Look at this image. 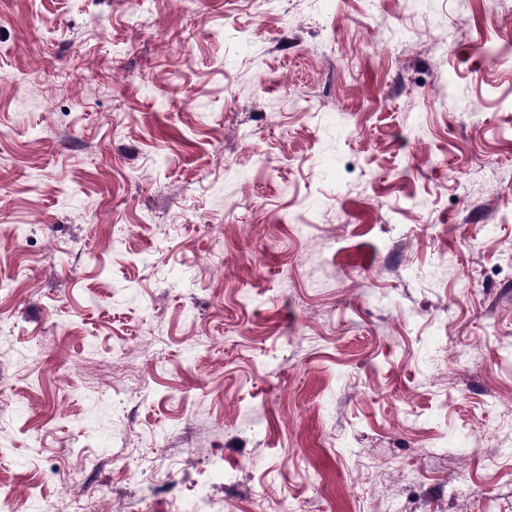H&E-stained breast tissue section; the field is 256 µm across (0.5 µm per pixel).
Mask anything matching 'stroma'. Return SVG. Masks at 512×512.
<instances>
[{
	"instance_id": "35a3bbf8",
	"label": "stroma",
	"mask_w": 512,
	"mask_h": 512,
	"mask_svg": "<svg viewBox=\"0 0 512 512\" xmlns=\"http://www.w3.org/2000/svg\"><path fill=\"white\" fill-rule=\"evenodd\" d=\"M509 422L512 0H0L17 512H512Z\"/></svg>"
}]
</instances>
